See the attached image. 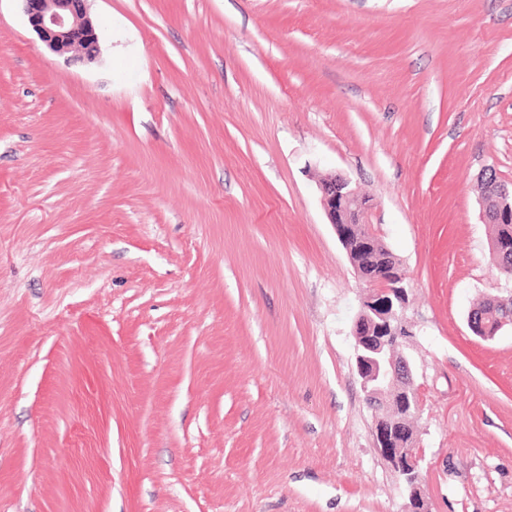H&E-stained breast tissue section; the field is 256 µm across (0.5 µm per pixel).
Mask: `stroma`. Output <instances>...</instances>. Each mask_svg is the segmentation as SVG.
<instances>
[{
    "instance_id": "35a3bbf8",
    "label": "stroma",
    "mask_w": 512,
    "mask_h": 512,
    "mask_svg": "<svg viewBox=\"0 0 512 512\" xmlns=\"http://www.w3.org/2000/svg\"><path fill=\"white\" fill-rule=\"evenodd\" d=\"M87 61L0 0V512H403L318 181L407 277L432 512H512V0H90ZM485 182L486 192L482 198L483 216L487 224L492 225V237L496 240L510 239L512 240V219H508V214L503 217L501 224H494L493 214L489 211V199H495L501 212L508 207L512 215V187H508L498 181L497 178H492L489 175V170L486 169L482 176ZM510 200V201H509ZM320 202L332 224L339 241L347 245L356 241L359 251L370 247L367 230L373 224L372 207L361 197L351 182L336 174H328L319 180Z\"/></svg>"
}]
</instances>
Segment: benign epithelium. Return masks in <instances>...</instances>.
Here are the masks:
<instances>
[{"mask_svg": "<svg viewBox=\"0 0 512 512\" xmlns=\"http://www.w3.org/2000/svg\"><path fill=\"white\" fill-rule=\"evenodd\" d=\"M28 25L53 52H75L79 58L93 59L98 36L87 11L88 0H20ZM486 192L482 198L484 220L494 223L489 199L500 209L512 211V187L484 171ZM320 202L342 244L354 240L358 250L370 247L372 207L351 182L335 174L319 180ZM405 274L384 273L366 282L368 294L355 317L356 371L361 379L366 402L373 412L376 447L392 470L408 488L407 512H429L419 491L423 450L405 418L422 410L421 387L416 384L407 358L396 352L399 339L408 335L401 321L406 305ZM485 314L470 312L468 326L473 334L490 340L484 327Z\"/></svg>", "mask_w": 512, "mask_h": 512, "instance_id": "7a95c632", "label": "benign epithelium"}]
</instances>
